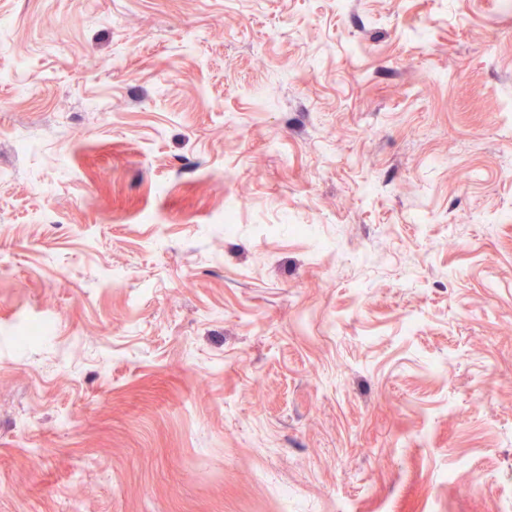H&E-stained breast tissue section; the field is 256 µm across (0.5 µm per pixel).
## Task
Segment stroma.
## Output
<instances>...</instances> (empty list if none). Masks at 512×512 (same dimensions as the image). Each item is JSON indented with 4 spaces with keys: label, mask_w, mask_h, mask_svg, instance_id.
I'll list each match as a JSON object with an SVG mask.
<instances>
[{
    "label": "stroma",
    "mask_w": 512,
    "mask_h": 512,
    "mask_svg": "<svg viewBox=\"0 0 512 512\" xmlns=\"http://www.w3.org/2000/svg\"><path fill=\"white\" fill-rule=\"evenodd\" d=\"M0 22V512H512V0Z\"/></svg>",
    "instance_id": "stroma-1"
}]
</instances>
